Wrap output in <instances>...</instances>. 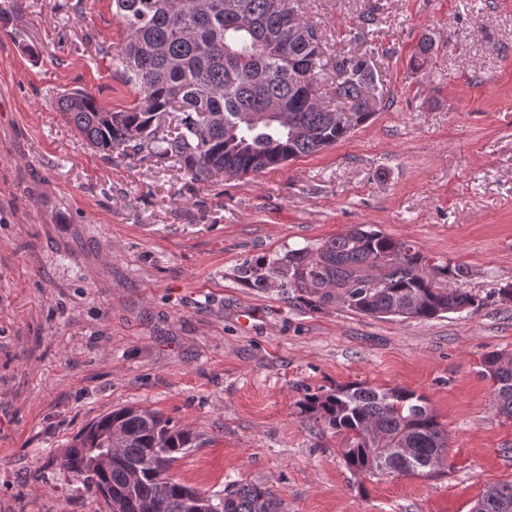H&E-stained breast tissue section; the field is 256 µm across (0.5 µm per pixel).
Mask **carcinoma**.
<instances>
[{
    "mask_svg": "<svg viewBox=\"0 0 512 512\" xmlns=\"http://www.w3.org/2000/svg\"><path fill=\"white\" fill-rule=\"evenodd\" d=\"M112 15L126 32L112 63L139 89L137 103L107 111L78 88L57 100L68 123L105 156L132 142L145 144L191 179L210 182L317 153L372 115L363 93L373 84L367 54L325 55L316 29L292 0H112ZM330 72L334 94L351 112L344 124L332 122L316 97L315 86ZM160 118L168 121L162 136ZM277 276L313 311L337 302L365 316L426 321L476 310L483 301L448 287L463 276L461 268L369 224L288 251L256 275L257 285ZM481 373L493 382L497 413L512 420V357L488 353ZM300 405L302 413L350 436L344 460L354 476L441 473L448 434L413 390L353 381L308 394ZM111 435L120 437L112 464L91 469L86 449L102 447ZM194 442L191 432L154 411L121 407L77 433L61 467L107 510L117 504L119 512H192L189 501L207 494L169 470ZM222 512H281V502L266 487L232 483L224 488ZM473 512H512V482L486 487Z\"/></svg>",
    "mask_w": 512,
    "mask_h": 512,
    "instance_id": "1",
    "label": "carcinoma"
}]
</instances>
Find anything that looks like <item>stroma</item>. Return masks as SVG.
I'll list each match as a JSON object with an SVG mask.
<instances>
[{"label": "stroma", "instance_id": "obj_1", "mask_svg": "<svg viewBox=\"0 0 512 512\" xmlns=\"http://www.w3.org/2000/svg\"><path fill=\"white\" fill-rule=\"evenodd\" d=\"M301 3L327 53L367 55L385 106L330 148L202 183L146 148L103 156L55 108L75 87L112 112L138 99L112 0H0V512H101L60 460L123 406L196 436L182 482L261 485L283 512H471L512 481V420L481 374L512 355V0ZM357 224L463 268L482 306L312 311L286 279L242 276ZM352 381L427 398L441 476L351 475L346 437L298 403Z\"/></svg>", "mask_w": 512, "mask_h": 512}]
</instances>
